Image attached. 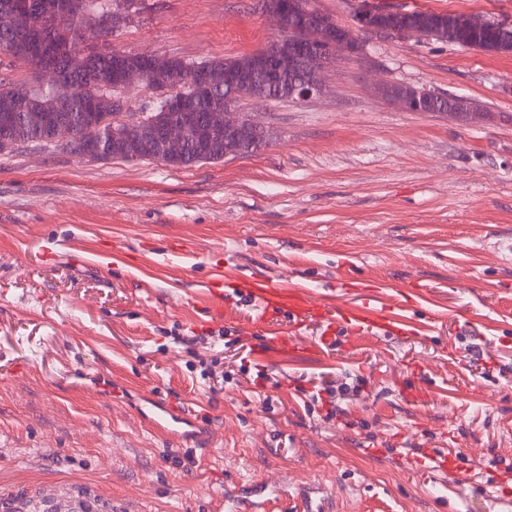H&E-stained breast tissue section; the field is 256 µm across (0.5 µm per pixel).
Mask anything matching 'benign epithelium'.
<instances>
[{"mask_svg": "<svg viewBox=\"0 0 512 512\" xmlns=\"http://www.w3.org/2000/svg\"><path fill=\"white\" fill-rule=\"evenodd\" d=\"M256 7L272 18L279 30L277 38L272 40L261 52L252 54L258 60L265 74L264 88L255 87L245 70L224 72V84L230 86L229 97L224 99V115L215 121L205 116L209 129L224 126V155H238L246 142L261 143L265 140L264 129L251 116L237 110L231 95L235 89L246 91L249 98L257 101L269 99L270 90L288 78L294 70H302L306 78L293 85V99L310 100L325 91L324 70L333 64L340 53H356L362 49L357 33L363 32L380 39H398L404 32L372 21L375 11L365 8L355 18L356 28L352 29L328 18L321 11L311 8L301 13L288 10L279 0H255ZM56 11L54 0H30L25 8L14 17V25L20 31L42 30L48 27ZM30 62L40 72L43 79L51 81L61 79L53 69L49 55L35 53ZM174 81L185 83L197 93H203L216 83L210 67L195 64L182 71ZM135 84H143L153 94V107L168 111H195V98L177 97L175 90L161 87L149 80V73L139 64L125 72L120 85L126 89ZM383 92L394 100L406 112H430L431 105L443 98V95L424 88L406 84L382 86ZM86 133L75 120L64 119L56 123L51 142L73 154H83V136ZM197 137V128L188 122H171L155 133L162 145L181 146Z\"/></svg>", "mask_w": 512, "mask_h": 512, "instance_id": "obj_1", "label": "benign epithelium"}]
</instances>
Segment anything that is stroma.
I'll list each match as a JSON object with an SVG mask.
<instances>
[{"mask_svg": "<svg viewBox=\"0 0 512 512\" xmlns=\"http://www.w3.org/2000/svg\"><path fill=\"white\" fill-rule=\"evenodd\" d=\"M101 50L189 62L267 45L254 0H136ZM512 23V0H370ZM307 102L242 101L244 157L172 167L20 143L0 153V512H218L236 484L312 480L339 512H504L512 497V56L364 37ZM469 98L472 122L378 88ZM339 301L384 285L418 338L324 321L258 352L257 312L215 275ZM223 390L209 388L212 359ZM343 408L329 419L316 394ZM204 406L210 449L154 433L140 398ZM193 463H184L185 455ZM451 459L448 472L427 469ZM382 89L406 112H440L432 109L431 105L444 97V94L406 84L384 85Z\"/></svg>", "mask_w": 512, "mask_h": 512, "instance_id": "1", "label": "stroma"}]
</instances>
